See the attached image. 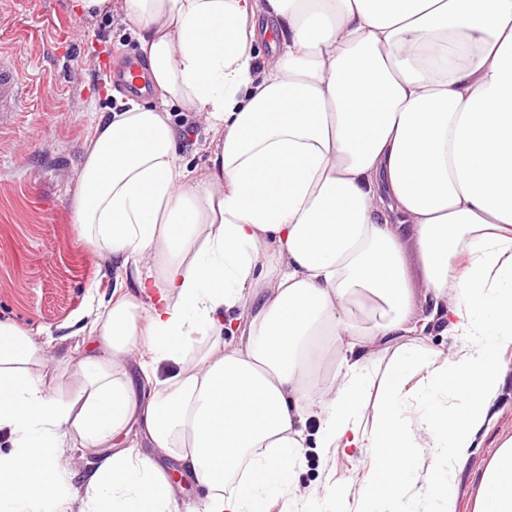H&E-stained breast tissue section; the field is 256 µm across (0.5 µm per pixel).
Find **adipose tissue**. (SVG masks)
<instances>
[{"label":"adipose tissue","instance_id":"obj_1","mask_svg":"<svg viewBox=\"0 0 512 512\" xmlns=\"http://www.w3.org/2000/svg\"><path fill=\"white\" fill-rule=\"evenodd\" d=\"M79 5L139 30L156 102L84 143L75 222L118 263L74 313L93 348L56 385L0 322V512H176L155 455L114 446L135 417L203 512H266L309 443L368 460L359 512H415L414 483L456 512L512 348V0ZM262 17L282 39L259 66ZM174 106L204 117L207 167L180 162ZM436 325L448 352L424 347ZM74 448L97 458L79 496ZM477 481L472 512H512V437Z\"/></svg>","mask_w":512,"mask_h":512}]
</instances>
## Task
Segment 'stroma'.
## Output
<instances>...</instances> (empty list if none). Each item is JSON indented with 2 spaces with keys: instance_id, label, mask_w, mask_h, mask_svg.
Wrapping results in <instances>:
<instances>
[{
  "instance_id": "1",
  "label": "stroma",
  "mask_w": 512,
  "mask_h": 512,
  "mask_svg": "<svg viewBox=\"0 0 512 512\" xmlns=\"http://www.w3.org/2000/svg\"><path fill=\"white\" fill-rule=\"evenodd\" d=\"M10 14L0 27V51L9 53L37 92L17 112H0V321H9L49 344L53 361L48 379H56V362L89 350V337L74 335L69 321L90 298L112 292L116 267L110 256L79 239L71 200L78 189L83 145L88 130L119 102H151V95L111 96L101 65L139 57L135 30L117 14L88 16L73 0H0ZM180 128L178 155L189 167H205L208 136L201 119ZM505 385L495 404L496 422L480 448L474 449L459 476L456 512H472L475 475L499 439L512 436V352ZM297 488L270 512H301L305 492L326 479L342 484L344 508L354 512L367 467L354 451L325 460L315 449L303 451Z\"/></svg>"
}]
</instances>
